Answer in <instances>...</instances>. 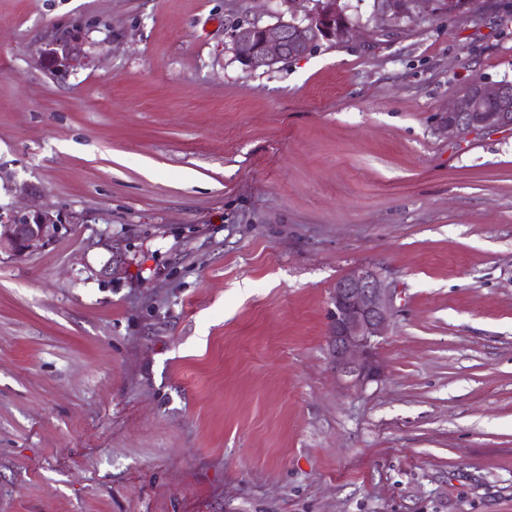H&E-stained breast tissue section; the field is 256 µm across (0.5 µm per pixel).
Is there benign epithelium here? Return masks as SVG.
Instances as JSON below:
<instances>
[{"mask_svg": "<svg viewBox=\"0 0 512 512\" xmlns=\"http://www.w3.org/2000/svg\"><path fill=\"white\" fill-rule=\"evenodd\" d=\"M434 7L435 0H402L400 16L419 22L433 16ZM336 8V0H317L315 9L301 20L239 23L231 33L235 57L249 70H271L288 61L291 45L309 46L320 36L346 41L358 37L359 30L333 24ZM371 20L380 33L405 29L386 6L375 8ZM443 128L455 138L512 128V81L471 84L449 105ZM60 227L59 218L42 210L24 211L6 220L0 217V253L22 257L48 245ZM394 297L395 289L369 266H359L336 281L329 307L328 349L345 388L360 390L384 376L377 339L389 328Z\"/></svg>", "mask_w": 512, "mask_h": 512, "instance_id": "benign-epithelium-1", "label": "benign epithelium"}]
</instances>
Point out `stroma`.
<instances>
[{
  "label": "stroma",
  "instance_id": "stroma-1",
  "mask_svg": "<svg viewBox=\"0 0 512 512\" xmlns=\"http://www.w3.org/2000/svg\"><path fill=\"white\" fill-rule=\"evenodd\" d=\"M480 3L251 71L280 0H0V214L63 223L0 255V512H512V129H441L512 80ZM358 266L396 296L347 390ZM395 288L373 267L359 266L336 281L328 318V349L336 376L347 389L381 381L377 339L387 332Z\"/></svg>",
  "mask_w": 512,
  "mask_h": 512
}]
</instances>
